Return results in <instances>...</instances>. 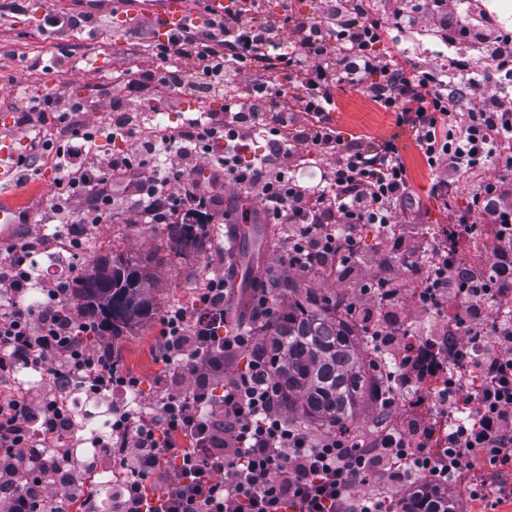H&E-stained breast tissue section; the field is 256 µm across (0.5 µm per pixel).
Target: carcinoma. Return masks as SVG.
Returning <instances> with one entry per match:
<instances>
[{
	"instance_id": "carcinoma-1",
	"label": "carcinoma",
	"mask_w": 512,
	"mask_h": 512,
	"mask_svg": "<svg viewBox=\"0 0 512 512\" xmlns=\"http://www.w3.org/2000/svg\"><path fill=\"white\" fill-rule=\"evenodd\" d=\"M205 235L203 224L170 225V249L178 253L196 250ZM101 257L89 260L72 288L73 297L86 313L100 295H110L112 317L125 319L112 323V335L134 328L154 310L149 289L153 277L137 254L125 255L124 281L112 277V288L98 279ZM294 301L286 308H274L264 327L269 341L263 346L270 375L282 404L297 418L320 427L352 431L358 406L373 395L378 372L372 359L364 358L354 340L349 306L337 311L338 304L311 287L293 288ZM357 321L361 332L379 331L384 321L360 310ZM404 512H456L448 493L422 487L412 496Z\"/></svg>"
}]
</instances>
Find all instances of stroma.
Returning a JSON list of instances; mask_svg holds the SVG:
<instances>
[{
    "label": "stroma",
    "mask_w": 512,
    "mask_h": 512,
    "mask_svg": "<svg viewBox=\"0 0 512 512\" xmlns=\"http://www.w3.org/2000/svg\"><path fill=\"white\" fill-rule=\"evenodd\" d=\"M35 0H0V154L25 159L30 155L34 130L23 121L25 100L13 93L14 88L30 90L32 96L60 93L80 100L84 109L70 113L66 121H53L46 139L53 144H73L72 132L83 122L112 128V76L118 71H142L159 66L155 55L156 40L144 38L138 30L121 27L109 18L92 17L90 21L67 30L47 29ZM441 42L432 40L415 44L402 37L394 27L387 28L378 46L380 54L415 70L446 69L445 93L463 90L459 72L447 70L448 59L442 56ZM175 107L167 114L170 126L179 127L199 111L223 114L224 97L200 89L174 92ZM338 108L335 129L341 137H369L373 140L394 137L402 149L410 175L412 198L407 209L398 211V238H383L376 226L361 231L359 248L362 258L350 268L332 274L321 270L301 277L286 273L281 257L289 228L283 224H256L248 238L239 240L227 225H207V237L200 251L187 256L171 251L169 227L165 224H129L124 216L100 225L89 236L92 254L140 253L150 255L149 266L155 272V311L151 319L137 329L112 339V356L141 381L140 406L152 409L159 401L161 388L155 381L165 376L170 388L185 386L188 372L159 362L160 319L174 307H192L198 301L206 281L225 265L235 269L228 285L225 309L228 320L244 322L253 293L255 277L270 276L281 286L310 283L319 293L355 300L363 279L382 273L400 283H410L414 273L407 260L410 248L427 243L428 227L448 224L451 213H464L472 205L473 188L464 184L450 204L431 191L438 174L431 170L416 148L407 129L397 127L393 113L382 111L366 94L350 87L336 89ZM63 159L40 160L33 170L18 178L0 180V193L23 194L20 210V234L43 238L71 228L77 213H56V181L61 175ZM20 192V191H19Z\"/></svg>",
    "instance_id": "35a3bbf8"
}]
</instances>
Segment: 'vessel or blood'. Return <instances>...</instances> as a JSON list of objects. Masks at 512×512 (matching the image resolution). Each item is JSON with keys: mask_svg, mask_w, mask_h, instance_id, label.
<instances>
[{"mask_svg": "<svg viewBox=\"0 0 512 512\" xmlns=\"http://www.w3.org/2000/svg\"><path fill=\"white\" fill-rule=\"evenodd\" d=\"M230 0H93L91 12L116 14L154 39L165 38L202 21H218ZM19 203L0 198V239L9 240L16 227Z\"/></svg>", "mask_w": 512, "mask_h": 512, "instance_id": "obj_1", "label": "vessel or blood"}]
</instances>
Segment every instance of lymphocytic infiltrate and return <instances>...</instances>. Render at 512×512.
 I'll return each instance as SVG.
<instances>
[{"label": "lymphocytic infiltrate", "mask_w": 512, "mask_h": 512, "mask_svg": "<svg viewBox=\"0 0 512 512\" xmlns=\"http://www.w3.org/2000/svg\"><path fill=\"white\" fill-rule=\"evenodd\" d=\"M255 6L231 0L223 20L207 30L162 42L160 67L139 78L114 77L120 93L139 103V114L119 117L128 147L86 155L95 134L84 131L82 146L66 149L75 164L57 180L58 197L83 202L82 223L102 224L118 208L112 183L121 179L134 199L131 223L174 224L183 212L229 219L222 193L192 176L193 157L203 155L225 186L259 199L266 223L293 226L281 260L286 271L306 276L347 265L360 225H393L410 194L397 139L347 141L335 132L334 88L366 92L410 130L428 166L444 171L434 190L481 181L471 210L458 216L449 236L489 225L497 242L494 275L465 277L457 261L445 259L421 288L392 286L381 273L361 285L387 309H454L448 331L465 348L453 360L462 368L479 360L487 375L472 397L480 419L472 426L450 423L459 397L452 384L439 396L437 414L415 415L371 445L338 431L313 438L283 417L256 350V328L272 312L266 282L255 283L250 325L234 326L224 309L228 282L218 273L194 307L168 310L162 319L161 360L186 369L189 384L168 390L151 413L130 409L112 421V439L101 451L127 475L112 512H387L385 499L354 500L353 488L376 481L405 487L419 475L441 486L461 474L474 501L511 500L504 475L512 472V316L488 308L512 298V197L502 189L512 178V98L474 101L488 81L480 74L469 78L468 98L453 101L432 73L373 53L384 25L373 17L371 0H322L319 23L291 7L253 24ZM187 82L223 91V118L204 113L168 135L138 136L140 113L160 106L144 90ZM264 133L274 137L271 153L247 158L250 142ZM312 154L328 164L319 183L308 185L296 172ZM498 159L505 162L499 175L485 177L486 165ZM33 252V243L12 245L0 270V381L24 369L38 378L0 404V512H70L69 495H48L79 464L62 447L69 425L59 389L86 380L96 390L134 393L140 380L113 361L111 337L95 348L85 343L97 327L71 305L70 282L47 287L46 302L24 301ZM246 351L247 367L225 380V360ZM48 457L55 468H40Z\"/></svg>", "instance_id": "f902f5d3"}]
</instances>
